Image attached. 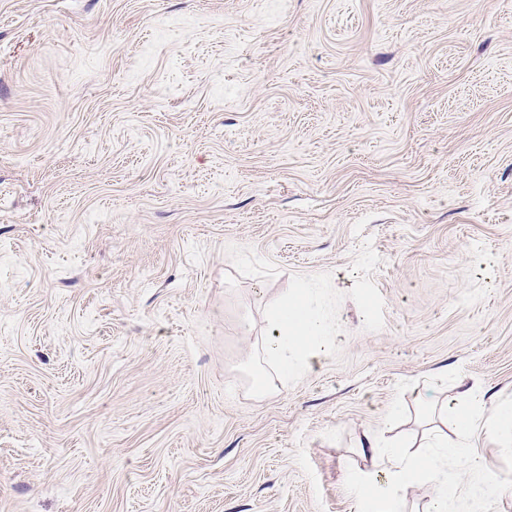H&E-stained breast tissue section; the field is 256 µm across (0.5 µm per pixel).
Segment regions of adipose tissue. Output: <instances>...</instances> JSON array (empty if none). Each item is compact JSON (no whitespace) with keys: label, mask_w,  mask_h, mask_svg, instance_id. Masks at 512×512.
Returning <instances> with one entry per match:
<instances>
[{"label":"adipose tissue","mask_w":512,"mask_h":512,"mask_svg":"<svg viewBox=\"0 0 512 512\" xmlns=\"http://www.w3.org/2000/svg\"><path fill=\"white\" fill-rule=\"evenodd\" d=\"M275 324L277 339L265 346L263 355L267 362L283 372L288 368L289 350L305 349L310 340L321 335L323 326L319 313L303 293L289 297L278 312ZM482 409L483 405L479 402L463 408L449 404L442 408L457 436L456 443L446 448L447 453L464 470L476 468L471 452L472 436ZM433 445V450L419 455L410 454L401 447L390 448L385 461L388 474L386 482H377L369 471L357 477L354 494L359 512H404L402 495L421 475L426 476L435 489L429 512H447L448 499L458 493L460 485L452 475L440 468L436 450L443 446L442 439H435Z\"/></svg>","instance_id":"obj_1"}]
</instances>
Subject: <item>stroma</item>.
<instances>
[{
	"label": "stroma",
	"instance_id": "stroma-1",
	"mask_svg": "<svg viewBox=\"0 0 512 512\" xmlns=\"http://www.w3.org/2000/svg\"><path fill=\"white\" fill-rule=\"evenodd\" d=\"M468 390L512 512V0H0V512H356ZM278 340L264 347V358L279 372L288 370V349L303 350L310 340L322 334L323 326L317 310L304 293H297L284 303L276 319Z\"/></svg>",
	"mask_w": 512,
	"mask_h": 512
}]
</instances>
